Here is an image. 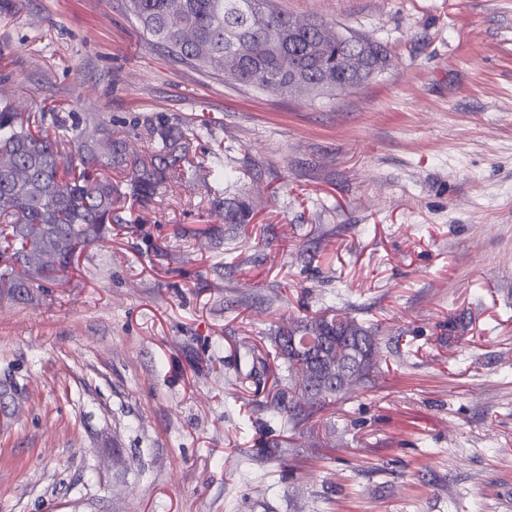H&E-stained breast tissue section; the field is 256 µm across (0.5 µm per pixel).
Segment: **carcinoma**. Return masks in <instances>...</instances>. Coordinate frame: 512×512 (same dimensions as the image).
I'll return each mask as SVG.
<instances>
[{
  "label": "carcinoma",
  "instance_id": "obj_1",
  "mask_svg": "<svg viewBox=\"0 0 512 512\" xmlns=\"http://www.w3.org/2000/svg\"><path fill=\"white\" fill-rule=\"evenodd\" d=\"M129 15L176 62L255 90L304 95L360 86L388 65L379 41L363 36L353 46L325 37L317 18L300 23L274 0H125ZM205 121L186 130L145 134L152 150L140 155L101 118L56 112H20L0 105V294L20 295L75 268L88 247L105 239L115 204L151 198L171 179L200 176L190 159ZM126 175V186L112 173ZM206 175L224 178L222 151L211 152ZM319 336L314 354L274 343L263 368L273 378L266 407L301 439L317 415L357 396L379 372L377 328L331 309L291 326ZM288 373L281 386L280 371Z\"/></svg>",
  "mask_w": 512,
  "mask_h": 512
}]
</instances>
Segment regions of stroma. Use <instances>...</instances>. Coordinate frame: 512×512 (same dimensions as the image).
<instances>
[{"label": "stroma", "mask_w": 512, "mask_h": 512, "mask_svg": "<svg viewBox=\"0 0 512 512\" xmlns=\"http://www.w3.org/2000/svg\"><path fill=\"white\" fill-rule=\"evenodd\" d=\"M276 3L388 67L286 96L174 62L124 0H0V102L140 151L207 120L241 205L127 199L68 282L0 297V512H512V0ZM332 307L382 326L384 372L262 458L251 353Z\"/></svg>", "instance_id": "obj_1"}]
</instances>
